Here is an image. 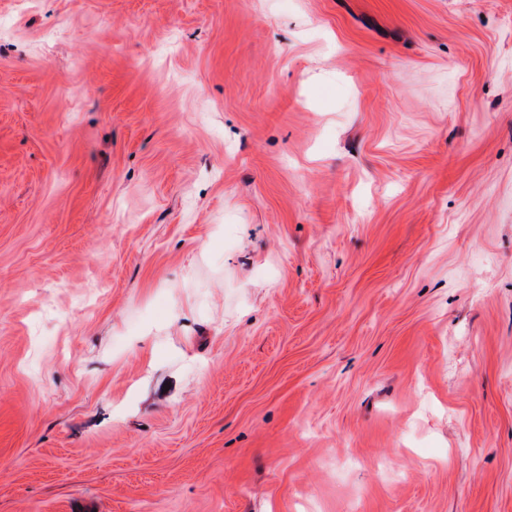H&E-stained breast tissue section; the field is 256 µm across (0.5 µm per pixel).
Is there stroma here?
Returning <instances> with one entry per match:
<instances>
[{"mask_svg": "<svg viewBox=\"0 0 512 512\" xmlns=\"http://www.w3.org/2000/svg\"><path fill=\"white\" fill-rule=\"evenodd\" d=\"M0 18V512H512V0Z\"/></svg>", "mask_w": 512, "mask_h": 512, "instance_id": "stroma-1", "label": "stroma"}]
</instances>
